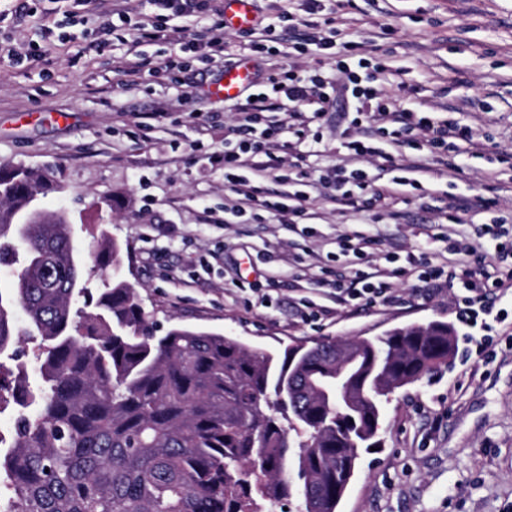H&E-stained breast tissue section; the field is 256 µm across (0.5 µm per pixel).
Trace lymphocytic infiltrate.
<instances>
[{
    "mask_svg": "<svg viewBox=\"0 0 512 512\" xmlns=\"http://www.w3.org/2000/svg\"><path fill=\"white\" fill-rule=\"evenodd\" d=\"M151 11L138 19L123 17L121 24L106 23L99 27V46H106L110 36L124 33L129 38L130 58L124 69L126 76L141 74L145 62L138 56L139 44L165 39L159 20L174 22L176 33L192 37L188 51L210 64L234 65L224 40V10L221 0H146ZM302 10L295 13L279 9L278 19L285 28L295 31L297 38L283 42L274 26L252 27L238 36L259 62L256 83L261 91L255 100H236V123L231 129L235 147L224 152V181L231 195L224 205L225 213L244 216L264 208L282 224H304L313 220L309 191L316 183L303 166H296L294 193L272 198L264 183L283 178L284 161L271 154V145L279 144L283 134H292L298 142L307 143L308 155H316L319 138L308 135L311 121L326 112H340L346 127L341 145L348 161L336 165L325 177L333 187L332 202L355 209L370 208L395 195H406L421 189L423 176L448 172L459 173V163L449 161V154L468 150L478 156L483 152L471 125L456 113L440 119L428 110L404 106L399 96L385 95L379 77L392 74L387 61H371L362 42L346 38L339 27L338 10L326 0H301ZM311 53L333 61L337 76L327 81L318 75H305L290 59L293 55ZM287 112L289 124L271 121L270 113ZM407 148L426 152V159L400 165L396 156ZM390 173L388 184H380V173ZM375 244L367 236H346L339 240L340 251L350 256L353 268L349 279L330 281L329 286L343 295L345 301L369 305L391 298L392 279H417L425 284H453L449 266L464 269L463 291L456 297L462 319L476 326L480 314L486 313L488 295H506L512 290V265L505 260L512 254V231L498 224L484 225L478 241L449 244L452 263L436 262L431 247L403 258L389 256L388 272L379 274L365 270L369 251Z\"/></svg>",
    "mask_w": 512,
    "mask_h": 512,
    "instance_id": "lymphocytic-infiltrate-1",
    "label": "lymphocytic infiltrate"
}]
</instances>
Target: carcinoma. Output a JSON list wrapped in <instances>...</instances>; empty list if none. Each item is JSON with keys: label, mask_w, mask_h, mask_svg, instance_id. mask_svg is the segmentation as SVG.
<instances>
[{"label": "carcinoma", "mask_w": 512, "mask_h": 512, "mask_svg": "<svg viewBox=\"0 0 512 512\" xmlns=\"http://www.w3.org/2000/svg\"><path fill=\"white\" fill-rule=\"evenodd\" d=\"M48 173L0 166V512H262L291 498L302 512H337L361 449L373 445L381 398L448 363L444 322L383 336L322 338L266 353L191 328L159 333L118 274L117 242L94 246L113 268L97 293L82 284L65 218L40 199ZM84 298L76 307L77 298ZM21 308L28 325L14 322ZM40 338L25 359L21 337ZM356 361L336 390L337 349Z\"/></svg>", "instance_id": "cac0c4a2"}]
</instances>
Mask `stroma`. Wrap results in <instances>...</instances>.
<instances>
[{
  "label": "stroma",
  "mask_w": 512,
  "mask_h": 512,
  "mask_svg": "<svg viewBox=\"0 0 512 512\" xmlns=\"http://www.w3.org/2000/svg\"><path fill=\"white\" fill-rule=\"evenodd\" d=\"M0 0V164L44 170L62 187L42 206L65 211L84 267L101 233L122 247L120 274L161 328L183 325L236 336L261 350L320 337H374L405 325L453 326L447 367L396 389L383 402L380 446L362 452L340 512H512V297L491 332L465 328L455 291L394 280V299L337 303L323 280L347 273L338 238L373 234L374 269L386 254L418 252L432 237L476 238L481 225L512 226V0H356L339 17L366 50L402 67L403 100L461 112L485 157L463 156L454 184L426 192L495 199L464 223L439 221L396 196L387 211L357 213L314 197L313 229L225 219L224 169L235 122L210 86L221 67L193 61L188 87L160 67L172 50L144 42L150 61L136 82L121 70L120 42L91 46V26H67L66 0ZM392 31L376 38L378 27ZM37 61L15 63L13 53ZM496 358L479 363L485 335Z\"/></svg>",
  "instance_id": "1"
}]
</instances>
